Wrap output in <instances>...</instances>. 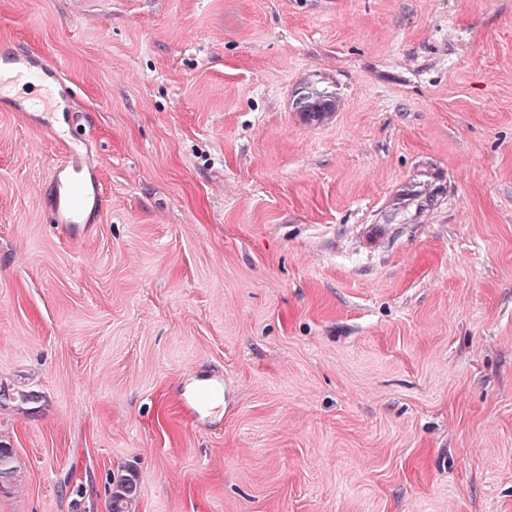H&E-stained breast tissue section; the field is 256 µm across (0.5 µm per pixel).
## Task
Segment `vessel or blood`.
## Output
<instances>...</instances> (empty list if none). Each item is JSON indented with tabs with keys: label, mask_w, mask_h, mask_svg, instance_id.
<instances>
[{
	"label": "vessel or blood",
	"mask_w": 512,
	"mask_h": 512,
	"mask_svg": "<svg viewBox=\"0 0 512 512\" xmlns=\"http://www.w3.org/2000/svg\"><path fill=\"white\" fill-rule=\"evenodd\" d=\"M8 94L14 111L47 133L58 145L59 160L49 175V221L68 240L86 236L106 205L100 172L86 161L88 141L78 135L90 115L79 108L62 68L24 42L0 51V95ZM224 398V379L209 377L183 397L182 406L200 422Z\"/></svg>",
	"instance_id": "vessel-or-blood-1"
}]
</instances>
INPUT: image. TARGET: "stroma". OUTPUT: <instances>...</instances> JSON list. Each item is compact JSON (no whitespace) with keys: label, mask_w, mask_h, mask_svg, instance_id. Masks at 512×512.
Returning a JSON list of instances; mask_svg holds the SVG:
<instances>
[{"label":"stroma","mask_w":512,"mask_h":512,"mask_svg":"<svg viewBox=\"0 0 512 512\" xmlns=\"http://www.w3.org/2000/svg\"><path fill=\"white\" fill-rule=\"evenodd\" d=\"M15 41L107 205L60 237L0 109V512H512V0H0ZM293 105L310 121H321L336 109V97L315 82H306L296 94ZM202 387L193 388L188 396L182 398V406L193 422H200L208 416L210 408L224 398V378L215 375L207 379ZM206 415V416H205ZM137 485L134 480L120 478L112 491L108 512H133L136 505Z\"/></svg>","instance_id":"stroma-1"}]
</instances>
